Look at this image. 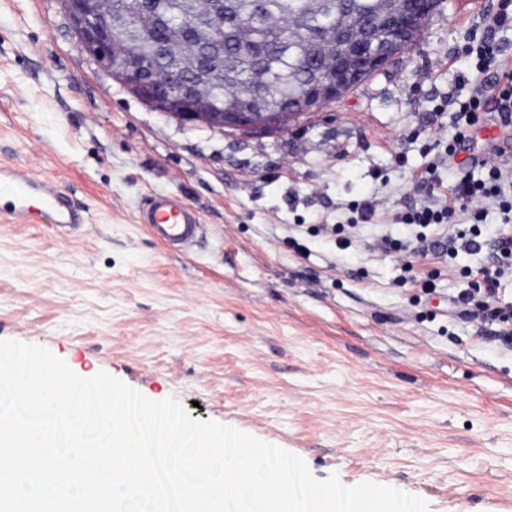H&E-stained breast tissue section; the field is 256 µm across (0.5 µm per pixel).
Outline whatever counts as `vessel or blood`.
I'll list each match as a JSON object with an SVG mask.
<instances>
[{
    "label": "vessel or blood",
    "instance_id": "b4317fda",
    "mask_svg": "<svg viewBox=\"0 0 512 512\" xmlns=\"http://www.w3.org/2000/svg\"><path fill=\"white\" fill-rule=\"evenodd\" d=\"M0 216L13 224H59L80 228L82 219L53 181L22 165L0 166ZM139 223L160 243L171 247L192 244L201 224L197 212L180 197L150 196L138 215Z\"/></svg>",
    "mask_w": 512,
    "mask_h": 512
}]
</instances>
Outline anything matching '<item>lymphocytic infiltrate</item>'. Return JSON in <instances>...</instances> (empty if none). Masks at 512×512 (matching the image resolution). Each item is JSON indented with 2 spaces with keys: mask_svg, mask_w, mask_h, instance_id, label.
Returning <instances> with one entry per match:
<instances>
[{
  "mask_svg": "<svg viewBox=\"0 0 512 512\" xmlns=\"http://www.w3.org/2000/svg\"><path fill=\"white\" fill-rule=\"evenodd\" d=\"M511 27L512 10L501 8L490 18L486 34L466 45L464 52L475 57L476 69L493 74L498 94L494 99H487L483 89L478 87L468 99L456 101L460 132L455 143L446 148V157H454L458 145L472 140L480 114L486 108L497 112L502 129L512 128V65L503 58L495 37L498 30ZM476 163L486 170V179H463L450 187L446 195H429L427 201L411 207L403 221L445 228L446 233L437 245L449 258H456L462 252L485 256V267L465 270L464 275L471 278L472 287L461 290L454 303L469 314L511 328L512 310L496 306L495 295L500 271L512 268V172L497 154L487 150L482 151ZM491 205L501 211L502 220L493 233L488 234L481 223Z\"/></svg>",
  "mask_w": 512,
  "mask_h": 512,
  "instance_id": "1",
  "label": "lymphocytic infiltrate"
}]
</instances>
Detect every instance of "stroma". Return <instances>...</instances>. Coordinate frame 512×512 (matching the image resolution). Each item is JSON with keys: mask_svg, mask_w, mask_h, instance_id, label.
<instances>
[{"mask_svg": "<svg viewBox=\"0 0 512 512\" xmlns=\"http://www.w3.org/2000/svg\"><path fill=\"white\" fill-rule=\"evenodd\" d=\"M497 8L442 0L408 51L259 135L165 118L80 49L61 0H0V165L53 178L86 218L77 231L0 222V339L177 397L316 478L394 487L429 512H512V344L448 307L472 258L415 263L436 274L428 296L368 247L408 233L411 175L458 133L433 109L464 94L462 48ZM159 191L198 213L191 246L139 224ZM380 197L386 209L337 250L324 225Z\"/></svg>", "mask_w": 512, "mask_h": 512, "instance_id": "stroma-1", "label": "stroma"}]
</instances>
